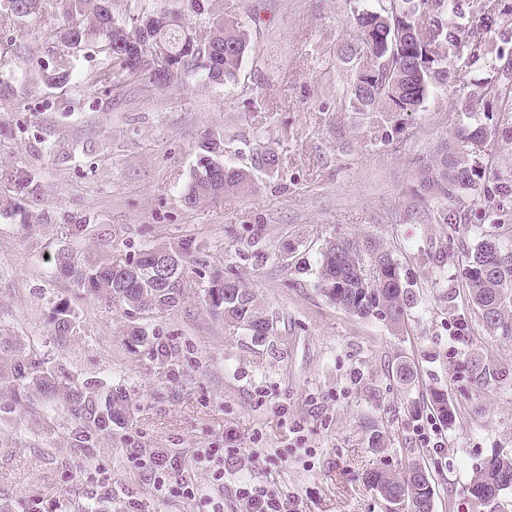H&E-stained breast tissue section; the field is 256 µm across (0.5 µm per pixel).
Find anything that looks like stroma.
Instances as JSON below:
<instances>
[{
  "label": "stroma",
  "mask_w": 512,
  "mask_h": 512,
  "mask_svg": "<svg viewBox=\"0 0 512 512\" xmlns=\"http://www.w3.org/2000/svg\"><path fill=\"white\" fill-rule=\"evenodd\" d=\"M377 0H220L225 18L244 24L247 54L234 81L192 76L159 88L141 77L113 78L111 62L90 47L66 60L64 85L39 83L36 61L62 48L49 36L55 0L23 25L0 17V170H32L41 184L34 207L55 223L29 229L0 216V338L33 345L79 378L122 385L130 414L111 437L74 447L73 421L44 404L0 416V512H202L204 495L224 512H244L242 481L277 494L287 512H388L368 473L418 465L431 480L433 512H467L476 468L512 455V379L470 381L472 355L512 369V338L486 331L466 296L448 304L450 281L473 251L477 226L449 235L429 224L409 193L419 156L432 153L460 123L458 96L431 94L421 111L378 137L348 107L358 10ZM224 138V160L249 166L269 146L277 172L256 171L250 190L223 204L190 208L184 192L208 134ZM89 216L108 230L90 236L89 255L111 250L122 262L179 237L200 247L179 305L151 318L165 357L131 346L134 320L124 305L84 295L49 273L50 257L71 245L61 216ZM386 249L413 282L418 301L402 330L358 318L321 291L318 259L331 240ZM445 251L447 279L429 258ZM237 278L277 319L272 348L225 326L204 303L213 271ZM69 302L78 338L59 344L53 307ZM410 380L396 375L400 365ZM448 392L452 422L436 419L430 395ZM381 430L383 448L369 435ZM224 451V481L197 463ZM163 452L181 466L197 496L159 492L144 461Z\"/></svg>",
  "instance_id": "35a3bbf8"
}]
</instances>
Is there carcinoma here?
<instances>
[{
    "label": "carcinoma",
    "mask_w": 512,
    "mask_h": 512,
    "mask_svg": "<svg viewBox=\"0 0 512 512\" xmlns=\"http://www.w3.org/2000/svg\"><path fill=\"white\" fill-rule=\"evenodd\" d=\"M62 23L50 31L67 50L92 45L112 60L113 73L129 72L123 63L135 55L146 35L166 56L149 81L165 88L189 75L210 83L234 80L248 48L242 26L224 20L211 9V0H183L186 9L165 12L164 20L143 14L130 28L112 20V0H59ZM45 0H0V16H10L20 25L39 12ZM202 19L204 33L189 25L185 12ZM356 44L365 49L368 62L359 66L349 90V104L357 112L375 116L376 128L395 127L404 114L418 111L438 88H451L465 99L464 112L484 114L486 122L459 125L429 156L417 159L418 180L411 189L427 209V222L446 224L453 233L463 224H484L487 231L475 250L465 256L462 287L468 289L483 327L512 336V249L501 241V230L512 224V181L483 165L485 144L497 138L512 143V0H399L397 13L382 8L363 9L356 15ZM42 80L61 85L70 80L62 64L39 65ZM254 170L275 171L278 156L268 146L255 152ZM13 191L22 198H36L41 185L29 173L8 175ZM251 187L250 172L224 162V139L208 135L198 146L197 169L185 194V202H222ZM473 195V207L455 205L460 193ZM9 218L17 217L28 227L49 224L52 217L10 201L3 207ZM70 234L81 238L89 219L66 215ZM200 250L190 239L152 247L139 257L116 263L112 257H86L71 247L54 253L53 273L69 278L93 296H105L130 311L163 313L179 304L189 278V263ZM319 285L336 305L360 318L375 317L398 329L417 302L413 284L388 251L367 244L331 241L321 253ZM205 304L224 324L242 330L257 346L270 345L275 327L270 312L240 281L212 278ZM52 334L66 343L79 333V325L66 302L55 305ZM129 343L150 356L165 352L155 337L141 326L132 327ZM475 383L482 385L509 374L480 360L471 362ZM38 395L59 406L77 424L74 440L88 444L93 437L112 432L124 423L129 396L126 390L97 379H75L65 365L53 366L33 349L14 348L8 360L0 358V414H11ZM438 421L454 417L443 389L431 394ZM367 483L383 499H401L408 512H432L433 487L425 471L413 466L404 473L377 470ZM512 489V457H492L471 480L469 494L473 512H506L499 495Z\"/></svg>",
    "instance_id": "cac0c4a2"
}]
</instances>
